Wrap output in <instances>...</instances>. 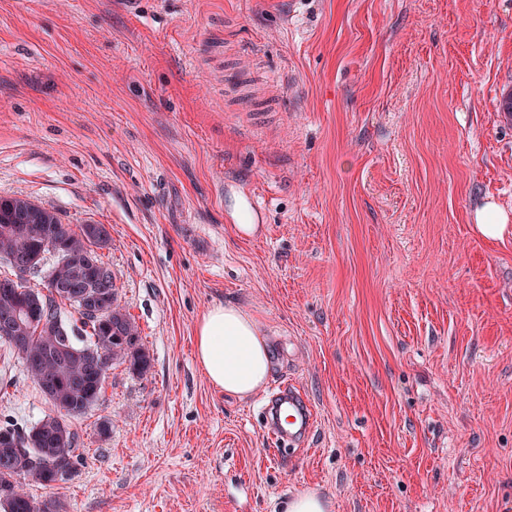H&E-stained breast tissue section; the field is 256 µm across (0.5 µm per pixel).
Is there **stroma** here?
<instances>
[{"instance_id":"1","label":"stroma","mask_w":512,"mask_h":512,"mask_svg":"<svg viewBox=\"0 0 512 512\" xmlns=\"http://www.w3.org/2000/svg\"><path fill=\"white\" fill-rule=\"evenodd\" d=\"M512 0H0V196L104 224L152 357L74 429L67 512H512ZM266 202L232 227L236 194ZM252 313L271 375L212 387L193 330ZM15 384L0 423L50 405ZM297 387L316 427L278 447ZM112 433L100 438V417ZM241 195L244 199L246 211L254 221L253 224L248 223L247 214L242 209L243 199ZM241 195H237L231 215L235 220L236 230L242 235L251 236L256 233L258 224H263V221H261L263 206L257 196L245 192ZM477 228L485 238H502L509 229L508 216L494 204H487L476 213ZM285 512H329L331 503L315 490L295 494L288 500Z\"/></svg>"}]
</instances>
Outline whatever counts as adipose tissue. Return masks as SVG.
<instances>
[{"label":"adipose tissue","mask_w":512,"mask_h":512,"mask_svg":"<svg viewBox=\"0 0 512 512\" xmlns=\"http://www.w3.org/2000/svg\"><path fill=\"white\" fill-rule=\"evenodd\" d=\"M195 355L211 384L239 399L264 388L271 373L267 336L253 315L234 304H217L201 315Z\"/></svg>","instance_id":"ef3b65f1"}]
</instances>
